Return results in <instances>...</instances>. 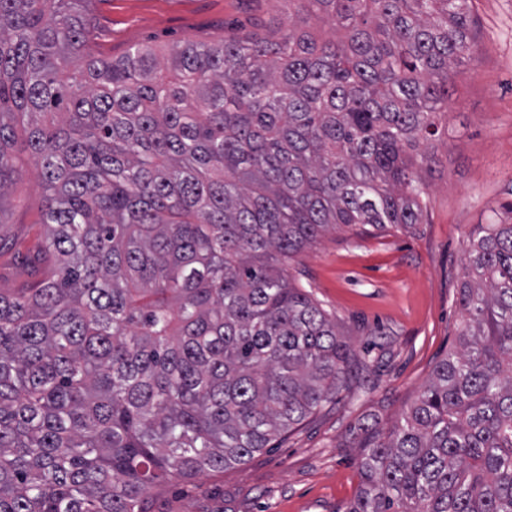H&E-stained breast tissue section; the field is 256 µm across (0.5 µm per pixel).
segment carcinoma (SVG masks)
Returning a JSON list of instances; mask_svg holds the SVG:
<instances>
[{"label": "carcinoma", "instance_id": "cac0c4a2", "mask_svg": "<svg viewBox=\"0 0 512 512\" xmlns=\"http://www.w3.org/2000/svg\"><path fill=\"white\" fill-rule=\"evenodd\" d=\"M88 2L0 0V199L26 116L47 267L0 289V512H151L350 388L284 265L331 229L424 223L414 152L472 50L470 0H304L266 34L103 59ZM465 257L456 346L365 429L344 512H512V206Z\"/></svg>", "mask_w": 512, "mask_h": 512}]
</instances>
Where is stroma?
<instances>
[{"label": "stroma", "mask_w": 512, "mask_h": 512, "mask_svg": "<svg viewBox=\"0 0 512 512\" xmlns=\"http://www.w3.org/2000/svg\"><path fill=\"white\" fill-rule=\"evenodd\" d=\"M473 52L462 58L442 135L418 159L424 223L329 231L290 263L361 362L351 390L244 464L163 486L158 512H344L360 481L362 428H388L415 402L462 327L465 242L512 202V0H473ZM286 0H92L90 44L104 59L138 44L168 47L278 27ZM0 199V288L34 281L45 197L24 141Z\"/></svg>", "instance_id": "stroma-1"}]
</instances>
